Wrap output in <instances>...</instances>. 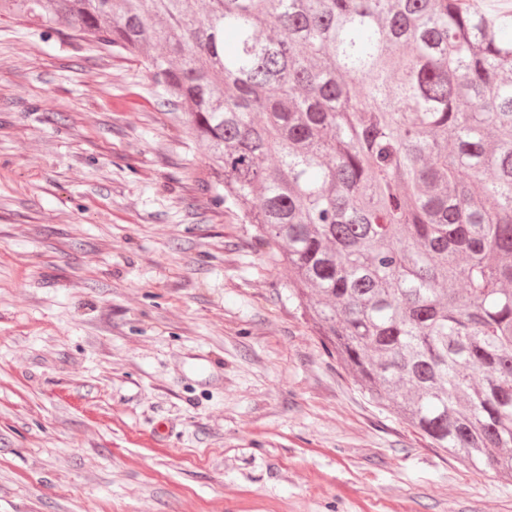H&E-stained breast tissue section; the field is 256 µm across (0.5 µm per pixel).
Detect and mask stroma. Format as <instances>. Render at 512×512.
Listing matches in <instances>:
<instances>
[{
	"label": "stroma",
	"instance_id": "1",
	"mask_svg": "<svg viewBox=\"0 0 512 512\" xmlns=\"http://www.w3.org/2000/svg\"><path fill=\"white\" fill-rule=\"evenodd\" d=\"M287 282L139 59L0 17V512H512Z\"/></svg>",
	"mask_w": 512,
	"mask_h": 512
}]
</instances>
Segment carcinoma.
I'll use <instances>...</instances> for the list:
<instances>
[{
    "label": "carcinoma",
    "mask_w": 512,
    "mask_h": 512,
    "mask_svg": "<svg viewBox=\"0 0 512 512\" xmlns=\"http://www.w3.org/2000/svg\"><path fill=\"white\" fill-rule=\"evenodd\" d=\"M140 59L361 392L512 479V12L0 0Z\"/></svg>",
    "instance_id": "carcinoma-1"
}]
</instances>
